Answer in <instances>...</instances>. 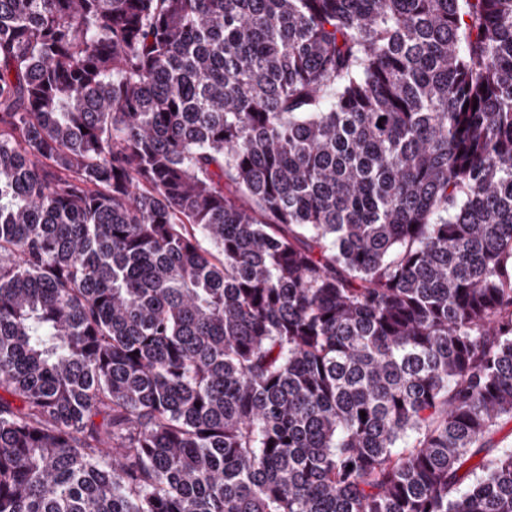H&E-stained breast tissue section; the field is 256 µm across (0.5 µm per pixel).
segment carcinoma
Returning <instances> with one entry per match:
<instances>
[{
    "label": "carcinoma",
    "mask_w": 512,
    "mask_h": 512,
    "mask_svg": "<svg viewBox=\"0 0 512 512\" xmlns=\"http://www.w3.org/2000/svg\"><path fill=\"white\" fill-rule=\"evenodd\" d=\"M509 422L512 0H0V512H512Z\"/></svg>",
    "instance_id": "obj_1"
}]
</instances>
